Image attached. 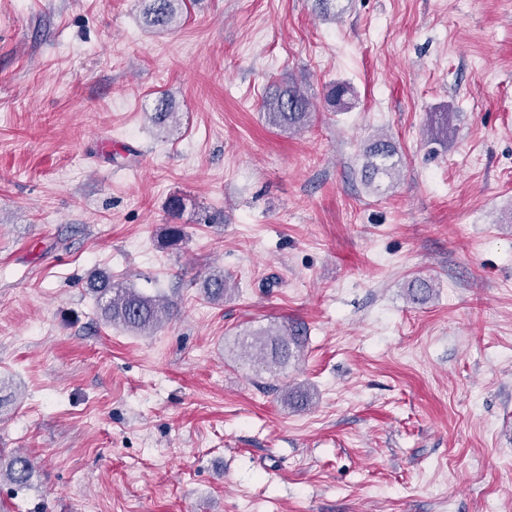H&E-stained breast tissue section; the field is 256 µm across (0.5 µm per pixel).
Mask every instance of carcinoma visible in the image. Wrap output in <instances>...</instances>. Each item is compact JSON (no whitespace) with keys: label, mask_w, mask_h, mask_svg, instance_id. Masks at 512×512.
<instances>
[{"label":"carcinoma","mask_w":512,"mask_h":512,"mask_svg":"<svg viewBox=\"0 0 512 512\" xmlns=\"http://www.w3.org/2000/svg\"><path fill=\"white\" fill-rule=\"evenodd\" d=\"M189 0H148L143 15L149 25L170 30L180 26V17L188 9ZM352 92L341 83L329 86L324 102L332 110L349 105ZM263 119L267 126L279 130L295 131L313 121V103L300 82L288 79L270 84L261 102ZM177 113L170 110L166 100H159L151 115L153 125L164 130L176 122ZM396 148L392 142L380 137L374 140L364 153L362 177L372 191L385 189V180L392 179L398 168L394 161ZM206 298L211 302L224 300L228 293L224 273L214 272L203 283ZM102 320L139 335H150L161 328L173 314V303L160 295H145L112 277H102L90 284ZM302 344L300 331L288 324L269 329L260 337L243 343V347H256L274 364H285L293 356V350ZM36 471L35 462L20 454H4L0 451V483L22 491L31 485Z\"/></svg>","instance_id":"obj_1"}]
</instances>
